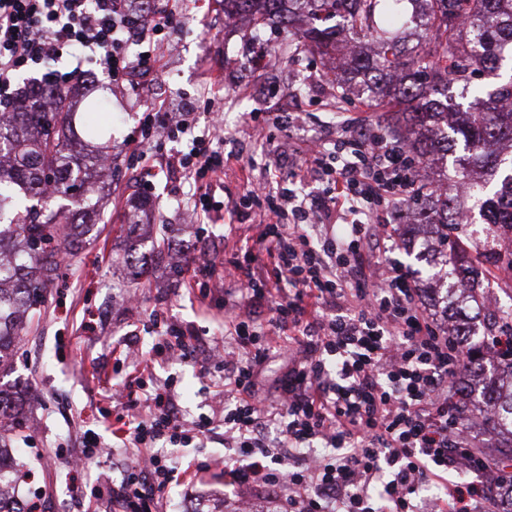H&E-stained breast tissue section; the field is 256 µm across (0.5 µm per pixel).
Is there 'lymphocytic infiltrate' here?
<instances>
[{
  "label": "lymphocytic infiltrate",
  "instance_id": "1",
  "mask_svg": "<svg viewBox=\"0 0 512 512\" xmlns=\"http://www.w3.org/2000/svg\"><path fill=\"white\" fill-rule=\"evenodd\" d=\"M130 2L0 0V105L16 97L20 73L70 50L89 55L116 84L159 75L177 13L145 19ZM129 41L141 51H125ZM211 109L167 101L151 107L140 123L141 146L177 141L197 124L198 111ZM213 142L207 133L165 158L198 184L196 213L266 219L259 253L231 254L221 269L238 295L224 310V443L247 459L225 463V481L287 488L288 512H491L490 491L507 480L497 459L476 463L468 454L475 442L453 393L466 353L451 320L435 317L412 273L389 260L397 229L371 220L375 210H398L415 191L404 145L376 132L341 135L296 171L328 183V191L300 195L280 183L224 202L214 185L225 159ZM260 306L288 334V365L271 396L258 382L270 349L253 319ZM209 426H185L171 385L154 388L126 436L137 459L112 489L113 512H163L173 468L156 443L185 447ZM316 444L335 456H307ZM425 484L444 488V496L425 504Z\"/></svg>",
  "mask_w": 512,
  "mask_h": 512
}]
</instances>
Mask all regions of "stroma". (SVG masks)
I'll use <instances>...</instances> for the list:
<instances>
[{
  "mask_svg": "<svg viewBox=\"0 0 512 512\" xmlns=\"http://www.w3.org/2000/svg\"><path fill=\"white\" fill-rule=\"evenodd\" d=\"M180 8L175 37L177 52L164 55L160 78L140 86H120L112 95L118 114L112 129L113 154L119 159L139 148V121L144 111L164 99L215 102L224 116V151L234 155L224 171L217 196L238 197L248 182L267 178L282 143L293 142L297 162H304L303 141H330L350 126L378 127L380 109L360 98L337 101L335 88L321 76L323 62L289 45L280 55L263 56L264 44L224 28L223 0H193ZM249 112H297L303 133L294 137L262 124L245 126ZM196 187L192 181L160 169H121L112 193L102 205L97 240L67 257L60 278L44 294L39 321L22 335L10 368L0 371V387L22 395L25 418L10 445L28 478L19 487L24 501H37L42 512H110L105 497L120 481L132 453L115 432L111 393L124 391L128 422L141 413L144 391L138 379L151 371L156 385L172 382L179 412L192 423L213 418L224 406V367L220 360L195 355L189 360H159V336L153 311H163L195 336L213 345L224 340V291L201 296L188 275L174 272L168 255L152 260L137 277L125 264L131 251L146 252L161 225H171L173 251L203 267L225 253L254 247L260 217L240 222L228 215L191 220ZM147 195L152 205L143 226L129 228L130 200ZM97 434L105 454L82 471L66 470L55 452L70 447L83 433ZM224 428L215 422L210 433L185 448L171 451L175 468L163 496L168 512H187L199 501L223 505L226 512L248 506L250 512L275 507L266 493L224 481ZM100 485L101 497L75 498V488Z\"/></svg>",
  "mask_w": 512,
  "mask_h": 512,
  "instance_id": "35a3bbf8",
  "label": "stroma"
}]
</instances>
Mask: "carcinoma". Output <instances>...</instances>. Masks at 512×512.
Here are the masks:
<instances>
[{
    "instance_id": "cac0c4a2",
    "label": "carcinoma",
    "mask_w": 512,
    "mask_h": 512,
    "mask_svg": "<svg viewBox=\"0 0 512 512\" xmlns=\"http://www.w3.org/2000/svg\"><path fill=\"white\" fill-rule=\"evenodd\" d=\"M248 16L255 40L281 29L327 62L342 97L391 109L386 132L398 136L418 166L422 189L409 203L423 224L450 226L458 238L415 259L456 280L476 309L484 305L479 258L488 275L502 262L498 230L512 227V0H224V20ZM495 78L475 86L477 75ZM108 87L88 82L84 111L71 91L44 77L31 82L0 116V370L10 366L42 293L61 275V261L96 237L95 195L112 182V116ZM169 247L131 258L138 271ZM473 313L457 308L455 335L468 354L458 390L482 377L481 400L465 422L507 432L497 458L512 463V382L486 374L484 346L473 345ZM23 406L0 388V512H27L3 488L20 475L3 444L21 428Z\"/></svg>"
}]
</instances>
